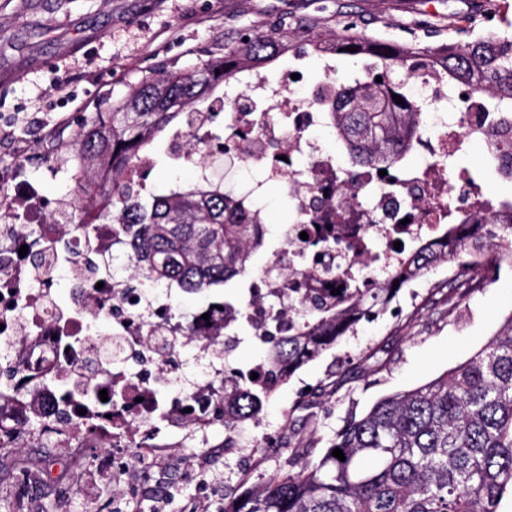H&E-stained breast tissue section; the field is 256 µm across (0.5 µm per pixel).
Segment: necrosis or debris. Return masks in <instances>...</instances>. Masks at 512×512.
<instances>
[{"label":"necrosis or debris","instance_id":"obj_1","mask_svg":"<svg viewBox=\"0 0 512 512\" xmlns=\"http://www.w3.org/2000/svg\"><path fill=\"white\" fill-rule=\"evenodd\" d=\"M226 92L253 109L225 112V143L254 174L277 179L292 204L277 247L242 275L233 302L210 298L184 315L174 289L131 288L124 272L90 270L123 253L115 229L97 224L83 234L50 223L21 169L0 167V183L13 186L0 209L14 213L0 224V446L79 449L126 492V504L153 512L179 491L165 479L174 449H192L205 471L234 445L230 432L220 443L208 438L224 423L225 386L270 381L265 360L228 366L241 343L287 335L301 321L295 305L303 298L333 305L336 288L377 286L413 251L444 241L449 218L481 224L489 215L483 185L448 170L460 139H484L476 95L449 112L440 106L447 88L421 75L415 92L428 131L411 140V162L382 173L344 164L326 145L327 115L290 73L274 82L253 74ZM344 182L351 194L342 193ZM316 192L326 193L325 207L311 206ZM37 253L44 265L33 264ZM60 274L75 283L64 306Z\"/></svg>","mask_w":512,"mask_h":512}]
</instances>
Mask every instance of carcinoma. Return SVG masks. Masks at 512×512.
I'll return each mask as SVG.
<instances>
[{
  "label": "carcinoma",
  "mask_w": 512,
  "mask_h": 512,
  "mask_svg": "<svg viewBox=\"0 0 512 512\" xmlns=\"http://www.w3.org/2000/svg\"><path fill=\"white\" fill-rule=\"evenodd\" d=\"M311 20L270 33H249L248 41L210 51L192 71L178 61L126 85L112 103L84 115L72 146L87 163L76 178L72 212L64 223L78 226L92 218L116 224L130 247L133 281L140 287L164 285L185 294H208L230 285L239 268L262 247L256 236L260 215L236 204L239 195L209 176L211 161L224 153V136L193 128L195 112H220L208 104L213 89L240 73H259L286 51H301ZM354 47L351 57H369L365 75L352 83L324 81L312 99L328 113L330 127L352 164L393 163L398 151L425 130L412 98L416 69L436 82L464 85L486 97L496 129H512V35L478 38L461 45L404 47L346 28L313 45L322 57ZM386 80L376 82L375 72ZM399 96L404 104L396 103ZM176 124L186 138L180 152L166 146L168 159L198 172L193 185L174 183L163 193H145L137 180L142 160L152 157L159 133ZM498 175L512 181V141L488 150ZM488 250L512 265V223L492 214L484 224H452L445 244L411 254L404 273L416 280L459 259ZM476 267L459 266L431 284L430 294L460 301L487 286ZM391 282L381 288H352L347 301L330 308L303 303V322L276 342L266 360L283 378L317 359L354 332L364 311L380 314L390 299ZM267 391L237 387L224 391V428L257 414ZM342 450L345 460L332 455ZM295 447V466L261 477L245 492L224 495V512H501L512 494V313L487 344L465 362L410 390L377 401L367 412L336 430L320 457Z\"/></svg>",
  "instance_id": "carcinoma-1"
}]
</instances>
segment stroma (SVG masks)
<instances>
[{
  "label": "stroma",
  "instance_id": "35a3bbf8",
  "mask_svg": "<svg viewBox=\"0 0 512 512\" xmlns=\"http://www.w3.org/2000/svg\"><path fill=\"white\" fill-rule=\"evenodd\" d=\"M287 17L317 19L318 36L351 24L394 44L437 46L474 40L486 28L506 31L512 0H0V165H21L40 197L65 209L80 168L72 133L86 112L121 94L159 60L194 67L204 50L244 33L278 29ZM327 65L341 81L363 74L361 58L325 62L310 51L286 53L264 72L274 79L300 70L305 87L314 90ZM214 176L237 191H258L267 224L287 220L277 180L257 181L240 163L228 172L215 169ZM430 285L425 277L399 289L377 320L359 322L354 334L275 389L258 422H244L238 453L214 468L212 507L195 506L187 477L167 512H221L225 492L288 471L291 447L322 452L348 417L464 362L512 313L511 266L459 303L430 299ZM308 388L315 392L310 408L295 409ZM265 431L281 434L283 447H254V436ZM8 456L9 467L0 469V512H86L91 504L114 512L112 489L89 490L94 466L71 449H53L47 461L37 448H12ZM15 468L46 472L43 494L21 493L11 474Z\"/></svg>",
  "mask_w": 512,
  "mask_h": 512
}]
</instances>
